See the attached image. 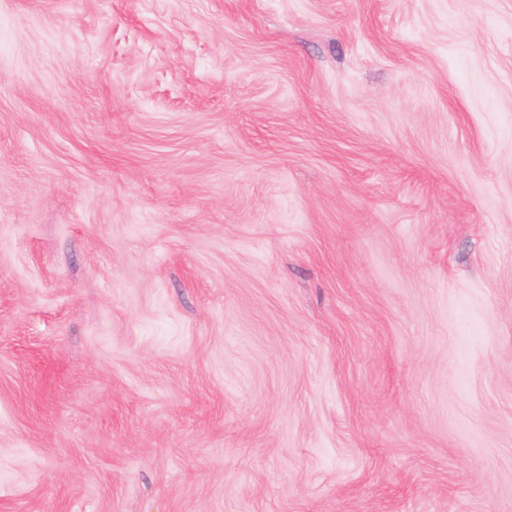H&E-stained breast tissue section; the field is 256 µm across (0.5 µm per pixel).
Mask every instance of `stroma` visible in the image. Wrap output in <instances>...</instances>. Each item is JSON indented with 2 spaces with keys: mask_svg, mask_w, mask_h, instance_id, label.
Segmentation results:
<instances>
[{
  "mask_svg": "<svg viewBox=\"0 0 512 512\" xmlns=\"http://www.w3.org/2000/svg\"><path fill=\"white\" fill-rule=\"evenodd\" d=\"M0 512H512V0H0Z\"/></svg>",
  "mask_w": 512,
  "mask_h": 512,
  "instance_id": "obj_1",
  "label": "stroma"
}]
</instances>
